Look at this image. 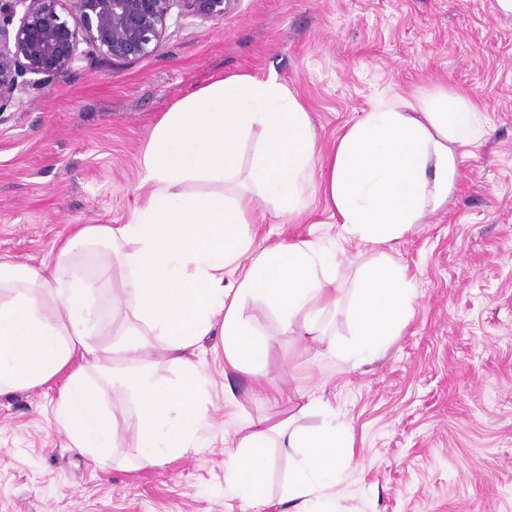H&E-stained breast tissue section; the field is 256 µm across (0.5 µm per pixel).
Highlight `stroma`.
Instances as JSON below:
<instances>
[{"instance_id":"1","label":"stroma","mask_w":512,"mask_h":512,"mask_svg":"<svg viewBox=\"0 0 512 512\" xmlns=\"http://www.w3.org/2000/svg\"><path fill=\"white\" fill-rule=\"evenodd\" d=\"M233 73L277 76L301 99L317 146L298 210L267 203L246 216L250 253L224 269L233 284L262 249L310 241L340 258L316 319L318 341L284 333L245 300L243 318L271 339L264 366L278 393L225 372L213 329L192 359L206 379L208 420L192 448L140 464V418L128 393L102 385L117 419L109 467L56 433L64 377L0 396V512H291L285 482L296 450L272 436L262 502L232 491L225 463L249 422L321 424L303 412L322 394L353 436L354 460L327 492L329 512H512V14L496 0H235L222 22L171 16L152 55L81 61L51 86L19 93L0 116V260L41 265L75 224H124L141 203L142 150L180 98ZM417 100L468 94L487 118L461 149L448 205L399 239L344 232L326 192L339 139L394 92ZM390 261L416 293L406 327L375 359L325 357L353 340L349 307L361 266ZM113 266L94 307L110 344Z\"/></svg>"}]
</instances>
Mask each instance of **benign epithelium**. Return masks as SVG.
Returning a JSON list of instances; mask_svg holds the SVG:
<instances>
[{"label": "benign epithelium", "mask_w": 512, "mask_h": 512, "mask_svg": "<svg viewBox=\"0 0 512 512\" xmlns=\"http://www.w3.org/2000/svg\"><path fill=\"white\" fill-rule=\"evenodd\" d=\"M233 2L0 0V116L16 93L43 89L81 60L130 63L151 55L175 7L183 17L219 23Z\"/></svg>", "instance_id": "1"}]
</instances>
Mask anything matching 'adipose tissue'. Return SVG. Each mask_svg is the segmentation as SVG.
Masks as SVG:
<instances>
[{"mask_svg":"<svg viewBox=\"0 0 512 512\" xmlns=\"http://www.w3.org/2000/svg\"><path fill=\"white\" fill-rule=\"evenodd\" d=\"M483 121L472 100L459 93L442 92L417 107L397 92L368 112L330 157L326 191L344 231L387 242L417 223L426 208L446 203L457 176V153L480 138ZM257 127L265 137L253 149L248 172L257 193L227 197L220 187L238 177L243 146ZM315 147L304 104L272 77L231 74L173 104L143 150L146 193L127 223L75 225L50 266L0 261V392L41 386L80 360L59 394L55 427L103 467L115 421L103 413L101 391L89 383V374L129 390L128 407L141 419L139 446L147 466L190 447L206 424L205 378L187 354L213 328L221 330L231 369L251 374L263 391L276 390L263 374L271 341L242 318L240 303L261 300L279 313L284 331L316 336L313 315L328 293L337 255L311 242L269 247L229 288L224 267L251 248L240 230L246 209L262 202L275 203L282 212L296 209ZM203 182L214 184L215 192L192 193V185ZM95 245L108 253L93 276L80 266ZM116 264L125 271L130 300L113 305L112 319L124 330L104 346L93 338V299L99 279L110 276ZM414 300L399 266L361 268L351 311L354 353L378 354L400 335ZM151 334L179 357V384L157 383L113 364V354L134 357L145 351ZM274 433L298 451L288 498L300 507L335 484L353 460L352 438L340 425L307 431L247 425L226 463L235 495L247 503L263 498L264 450Z\"/></svg>","mask_w":512,"mask_h":512,"instance_id":"1","label":"adipose tissue"}]
</instances>
